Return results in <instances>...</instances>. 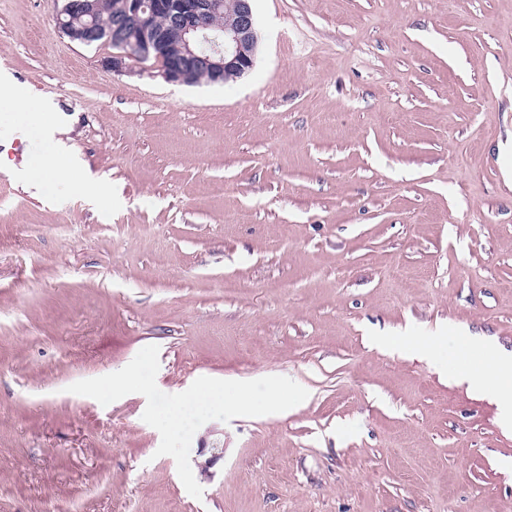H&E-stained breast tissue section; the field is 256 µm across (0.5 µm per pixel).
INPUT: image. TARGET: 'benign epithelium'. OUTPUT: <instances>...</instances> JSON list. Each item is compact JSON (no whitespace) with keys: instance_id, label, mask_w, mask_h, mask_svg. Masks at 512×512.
I'll return each instance as SVG.
<instances>
[{"instance_id":"7a95c632","label":"benign epithelium","mask_w":512,"mask_h":512,"mask_svg":"<svg viewBox=\"0 0 512 512\" xmlns=\"http://www.w3.org/2000/svg\"><path fill=\"white\" fill-rule=\"evenodd\" d=\"M234 2L219 29L206 18L225 6L223 0H117L110 26L98 23L97 0H63L56 23L79 45L115 46L104 63L116 74L129 72L136 62L170 83L194 85L200 72L222 83L252 70L260 41L253 0Z\"/></svg>"}]
</instances>
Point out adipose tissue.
<instances>
[{
	"label": "adipose tissue",
	"instance_id": "ef3b65f1",
	"mask_svg": "<svg viewBox=\"0 0 512 512\" xmlns=\"http://www.w3.org/2000/svg\"><path fill=\"white\" fill-rule=\"evenodd\" d=\"M66 116L57 115L43 125L42 134L50 144V148L39 158L38 171L29 174L28 181L32 186L42 184L43 177L52 176L68 179L72 182L80 180V166L71 158L60 135L67 129ZM475 349L479 354L477 368H456V376L473 385H482L484 379H492L493 395L501 412L503 423L512 428V355L499 352L493 342L484 340L476 342Z\"/></svg>",
	"mask_w": 512,
	"mask_h": 512
}]
</instances>
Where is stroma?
<instances>
[{"instance_id": "1", "label": "stroma", "mask_w": 512, "mask_h": 512, "mask_svg": "<svg viewBox=\"0 0 512 512\" xmlns=\"http://www.w3.org/2000/svg\"><path fill=\"white\" fill-rule=\"evenodd\" d=\"M253 5L252 71L175 85L113 73L57 0H0V65L112 184L101 207L26 189L46 115L0 111V512H512L490 392L371 342L512 352V0ZM148 345L167 394L279 375L309 396L204 424L191 461L224 456L197 499L143 395L68 391ZM446 338L444 336H434L433 339L421 336H401L399 338L381 336L377 342L396 347L416 356L431 358L447 365V361L444 359V349L441 344V341Z\"/></svg>"}]
</instances>
